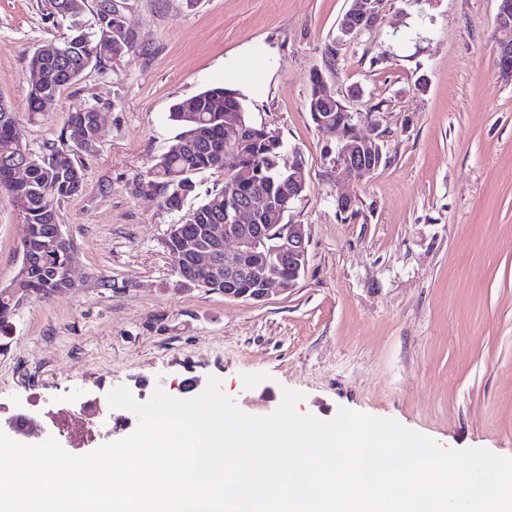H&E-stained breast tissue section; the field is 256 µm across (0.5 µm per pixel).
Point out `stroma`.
Masks as SVG:
<instances>
[{"label": "stroma", "mask_w": 512, "mask_h": 512, "mask_svg": "<svg viewBox=\"0 0 512 512\" xmlns=\"http://www.w3.org/2000/svg\"><path fill=\"white\" fill-rule=\"evenodd\" d=\"M353 0H124L135 50L87 70L29 117L33 50L66 34L47 0H0V96L33 153L63 145L69 112L93 106L104 132L80 153L82 191L57 221L76 274L110 277L31 296L0 347V430L41 417L69 447L57 409L124 385L199 395L209 377L263 416L284 389L323 421L339 409L396 420L447 449L512 457V81L497 66L498 0H379L374 26L343 36ZM320 70L349 112L378 123L384 162L364 181L333 163L335 141L305 108ZM254 124L303 160L309 262L295 288L252 302L177 286L164 241L224 173L200 175L181 210L133 192L174 143L171 106L243 81ZM346 196L356 215L337 207ZM25 219L0 194V286L20 268Z\"/></svg>", "instance_id": "obj_1"}]
</instances>
